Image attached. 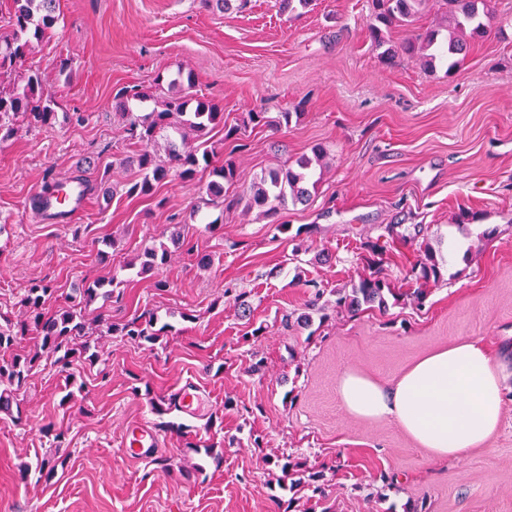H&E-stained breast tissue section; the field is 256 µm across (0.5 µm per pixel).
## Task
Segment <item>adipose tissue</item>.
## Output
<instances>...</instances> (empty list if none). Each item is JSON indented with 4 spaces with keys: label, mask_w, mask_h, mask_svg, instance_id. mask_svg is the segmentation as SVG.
<instances>
[{
    "label": "adipose tissue",
    "mask_w": 512,
    "mask_h": 512,
    "mask_svg": "<svg viewBox=\"0 0 512 512\" xmlns=\"http://www.w3.org/2000/svg\"><path fill=\"white\" fill-rule=\"evenodd\" d=\"M511 376L480 341L467 340L429 354L387 386L344 373L337 391L352 417L392 419L419 447L448 460L497 430Z\"/></svg>",
    "instance_id": "ef3b65f1"
}]
</instances>
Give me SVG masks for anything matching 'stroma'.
Wrapping results in <instances>:
<instances>
[{
    "label": "stroma",
    "mask_w": 512,
    "mask_h": 512,
    "mask_svg": "<svg viewBox=\"0 0 512 512\" xmlns=\"http://www.w3.org/2000/svg\"><path fill=\"white\" fill-rule=\"evenodd\" d=\"M490 6L488 37L451 73L383 62L367 32L372 0L294 12L248 0L224 13L203 0H60L56 25L0 80L9 89L38 74L57 102L52 124L0 138V315L23 319L34 281L61 298L74 283L115 287L85 309L97 360L63 373L41 359L0 412V512H512V398L484 445L447 461L394 421L348 415L337 394L344 372L387 385L464 340L512 362V0ZM181 71L224 111L208 139L216 159L233 161L235 193L325 148L308 205L272 217L224 209L202 171L129 194L140 175L124 162L134 147L114 96L129 85L165 96ZM258 110L267 123L250 121ZM71 177L90 185L88 201L49 223L31 199L44 181ZM465 211L473 221L461 229ZM426 244L450 277L430 284L422 308L337 309L335 289L372 262L401 286ZM160 245L166 263L139 273L143 251ZM317 286L326 319L309 331L286 324ZM229 288L247 293L249 319ZM144 314L162 328L156 343L106 331ZM257 355L265 367L254 373ZM186 381L209 394L208 413H155ZM132 422L160 435L152 462L123 457ZM286 456L323 472V495L282 488ZM42 458V471L23 474Z\"/></svg>",
    "instance_id": "1"
}]
</instances>
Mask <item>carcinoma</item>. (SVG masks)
Wrapping results in <instances>:
<instances>
[{
	"mask_svg": "<svg viewBox=\"0 0 512 512\" xmlns=\"http://www.w3.org/2000/svg\"><path fill=\"white\" fill-rule=\"evenodd\" d=\"M434 1L441 5L447 36L439 41L441 28H430L413 37L405 39L399 50L389 47V34L395 27L406 25L418 12L426 9ZM14 12L10 16V33L0 36V73L11 70L23 63L30 47L28 33L33 37L41 36L58 20L56 6L58 0H13ZM374 22L369 25V38L376 48L383 49L381 57L386 60L401 53L409 58H416L425 67L431 68L436 60L448 59L451 64L448 71L460 63L458 57L466 56L473 43L484 38L488 33V24L484 19L490 18L487 0H373ZM178 87V94L160 101V108L155 109L144 118L134 115L130 102H145L151 95L136 86L122 88L116 97V109L126 117L128 134L135 153L124 159L125 164H134L143 173L142 181L131 186L129 194L147 196L152 193L154 184L167 178L170 172L182 179L192 178L198 169L208 172L210 181L208 190L211 196L220 201L226 197L227 190L236 181V170L229 160L222 164L214 161V153L205 148L204 138L215 127L224 123V112L211 101L203 100L192 93L194 85L192 74L178 73L169 82ZM56 101L43 86L41 77L33 74L28 77L22 88H17L7 96L0 95V132L11 133L13 125L19 120L30 124H50L56 117ZM171 129L180 136V140H168L166 159L154 154L150 147L161 132ZM194 135L198 144L189 141ZM316 183L311 181L310 162L305 158L296 161L294 166L272 168L265 172L249 190L248 208L259 209L264 216L272 217L288 204L306 205L311 201V189ZM144 255L146 261L141 272L151 271L166 262L168 251L148 248ZM445 259L431 247L421 251L412 268L423 287L416 288L410 297L417 307L425 304L427 297L424 285L438 282L443 278ZM105 282L95 281L73 287V304L55 311L46 310V304L53 297V288L43 281H35L25 288L23 306L28 312L29 321L17 323L6 321L0 325V395L9 396L10 387L21 386L28 373L40 361L42 354L55 357V363L62 368L71 365L76 355H83L89 350V342L77 343L88 334L89 326L85 319L84 308L99 296L106 298L112 291L103 290ZM324 291L315 292L314 299L307 306L308 313L286 322H295L307 329L313 325V315H321L324 307L319 305ZM336 305L347 312L356 314L363 310L378 309L387 311L388 298L399 301L403 294L395 291L390 284L375 272L369 277L352 284L348 290L336 291ZM35 329L40 340L38 350L27 354L13 352V348L27 336L30 329ZM121 335L138 343H154L159 333L152 330V321L141 322L134 318L118 328ZM284 476L293 473L300 478L291 482V488H306L314 494L321 492L323 475L301 468V464L285 458L281 464Z\"/></svg>",
	"mask_w": 512,
	"mask_h": 512,
	"instance_id": "cac0c4a2",
	"label": "carcinoma"
}]
</instances>
